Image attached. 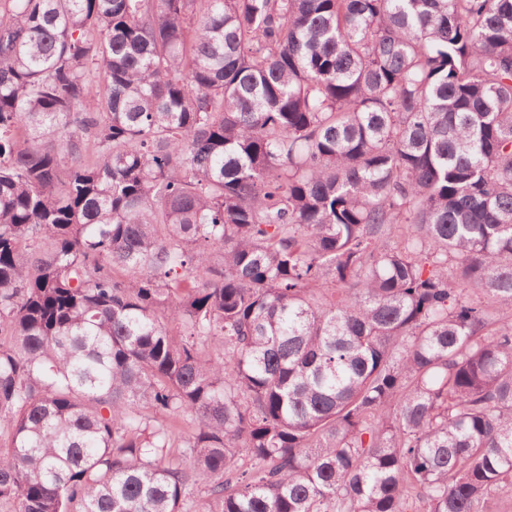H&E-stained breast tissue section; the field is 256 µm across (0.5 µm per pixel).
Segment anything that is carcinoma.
<instances>
[{
	"label": "carcinoma",
	"mask_w": 512,
	"mask_h": 512,
	"mask_svg": "<svg viewBox=\"0 0 512 512\" xmlns=\"http://www.w3.org/2000/svg\"><path fill=\"white\" fill-rule=\"evenodd\" d=\"M2 436L4 512H488L512 0H0Z\"/></svg>",
	"instance_id": "carcinoma-1"
}]
</instances>
